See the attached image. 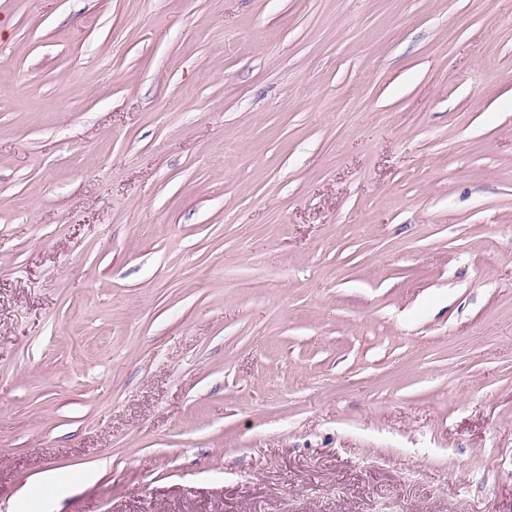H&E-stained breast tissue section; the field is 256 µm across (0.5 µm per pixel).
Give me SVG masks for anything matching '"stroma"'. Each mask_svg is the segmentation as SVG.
I'll return each mask as SVG.
<instances>
[{
	"mask_svg": "<svg viewBox=\"0 0 512 512\" xmlns=\"http://www.w3.org/2000/svg\"><path fill=\"white\" fill-rule=\"evenodd\" d=\"M22 496L512 512V0H0Z\"/></svg>",
	"mask_w": 512,
	"mask_h": 512,
	"instance_id": "obj_1",
	"label": "stroma"
}]
</instances>
